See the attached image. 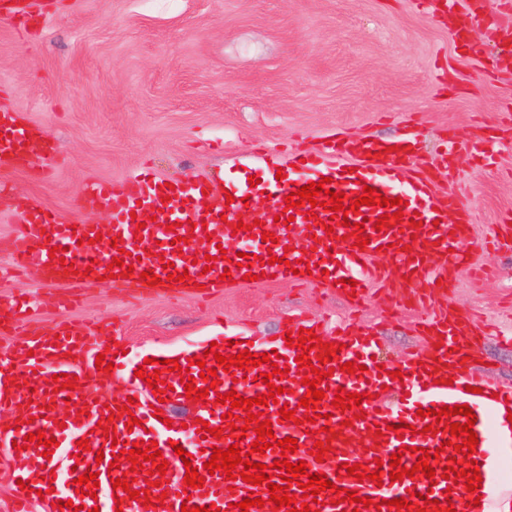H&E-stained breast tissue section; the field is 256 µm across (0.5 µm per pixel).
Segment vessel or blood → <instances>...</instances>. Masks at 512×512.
<instances>
[{
	"label": "vessel or blood",
	"instance_id": "1",
	"mask_svg": "<svg viewBox=\"0 0 512 512\" xmlns=\"http://www.w3.org/2000/svg\"><path fill=\"white\" fill-rule=\"evenodd\" d=\"M435 11L445 13L453 27L456 44L468 47L469 28L482 16L480 0H433ZM0 133L5 142L0 143V168L19 162L26 154L25 140L35 130L27 124H18L12 110L0 107ZM467 153L477 167H485L489 157L483 145L474 142L460 143L447 138L445 159L454 162L458 153ZM302 160L289 168L286 178H277L275 171L244 168L238 176L228 179L223 189H216L202 180H186L166 187L162 178L149 172L139 173L122 182L98 181L88 186L86 199L94 202L109 215L108 222H83L77 225L64 221L58 213L49 212L38 200L30 201L19 217L20 231L0 249L10 253L17 269L36 267L44 282H62L72 289L81 287L87 277H100L115 272L112 284L128 285L139 279L140 273L153 270L157 277L189 273L192 282L202 284L205 291H223L227 282L223 272H231L232 279L242 280L248 273L266 274L295 283L314 280L335 285L336 292L344 298L364 297L374 284L388 281L390 268H397L409 281L419 283L413 294L415 305L429 308L430 314L420 322L426 345L420 352L411 354L401 367L402 379L396 380L380 370L374 359L380 338L377 331L361 328L345 321L332 333L321 330L318 322L299 316L289 317L285 328L298 332L306 328L327 342L342 343L341 351L333 353L330 365L333 372L325 378L321 388L324 399L318 402L317 426L321 431L310 434L299 422L307 410L300 406L306 395L303 386L304 372L296 362L301 351L288 346L279 336H240L231 333L220 337L221 355H236L242 351L255 354L277 351L281 363L287 364L288 374L280 379L283 394L277 403L263 407L264 418L270 419L276 438L291 437L297 441V450L290 463L306 461L308 473H325L336 488L359 491L371 498L372 504L357 508L350 501L335 502L334 490L318 494L320 512H397L390 507V500L409 497L410 493L431 494L433 499L451 500L453 506H464L465 512H499L501 499L512 500V482L505 480L502 470L505 462L512 461V423L501 424L499 412L512 410V387L490 382L478 368L465 360L466 341L475 326L472 316L454 312L447 301L446 282L455 273L471 264L467 247L471 239L473 215L462 197L455 191L447 194L434 192L426 177L412 175L410 157L404 152L381 153L379 143L372 140L328 135L315 150L301 153ZM257 176L258 190L270 194L271 199L263 208L246 210L242 183L250 176ZM330 178V190L344 192L347 199L360 197L364 187H372L389 198H401L405 203L400 223L374 230L373 224L385 214L382 206H360L358 211L342 215L329 213L323 207L303 204L292 210L285 203L286 196L295 187ZM211 199L212 210H205L204 199ZM159 210L158 222L147 221L151 210ZM314 211V218H307V211ZM250 213L259 224L252 230H238L241 214ZM289 220L290 227L280 230L279 220ZM418 220V227H411V220ZM335 223L334 236H327L326 223ZM363 223L370 241L365 248H358L355 238L349 237L351 223ZM277 233L279 243L267 246L262 241L263 232ZM104 240L120 237L122 248H109L100 252L95 248V236ZM64 248L63 259L51 257V247ZM259 256L275 255L274 265L253 264L252 267L229 266V259L237 253ZM214 256L212 269L200 263L201 255ZM122 256L121 266H112L114 256ZM389 261L388 267L374 264L375 256ZM171 261V268H163V261ZM301 261L304 271L293 274L291 262ZM33 313L30 301L23 294H16L10 301L0 304V317L8 316L14 326H24ZM105 354L112 362L113 378L122 380L125 391L119 398L106 392L103 373L98 372L95 361L98 354ZM8 363L0 365V413L10 416L12 422L0 428V444L10 447L11 480H23L24 489L16 490L13 512H32L37 490L47 491L48 503L62 498L72 500L74 506H85L87 512H142L139 501L130 499L127 492H114L113 481L123 475L122 470L110 468L107 458L112 455L113 441L156 442L169 466L166 481L161 486L148 485L150 469L156 461H149L147 469L137 470L135 490H147L150 498L164 496L165 502L153 506L151 512H181L183 502L192 506H216L220 512H238L236 505L249 496L265 498L264 507H250L249 512H289L288 508L274 510L268 498L267 485H249L243 480L228 484L222 471L206 476L203 487L186 488L183 479L187 467L202 468L208 462L210 447L227 448L234 443L228 435L202 437V423L210 427L245 424L244 410H237L235 419L225 417V406L216 402L188 403L179 371L163 372L162 380L170 387L169 398L176 404H190L192 413L186 424L169 425L155 416L153 406L158 396L145 381L138 378V369L153 373V365L145 364L143 357L122 353L113 344L108 329H88L78 323H61L54 328L26 332L8 353ZM349 361L365 365L362 374L342 371ZM181 369H189L194 376L196 389L206 388L200 379L202 367L215 369L219 383L218 393L237 391L238 395L252 398L265 393L267 386L261 382L262 374L271 372L270 363L246 369L222 372L214 358H207L204 366H192L181 361ZM66 373L77 376L75 389L55 388L52 377ZM344 387L348 393H368L362 401L365 416L357 420L352 410L338 412L333 406L335 390ZM397 392L396 404L384 401V391ZM295 410L298 419H283L280 404ZM468 405L475 414L473 430L478 445L473 456L457 454L451 445L450 424L465 423L462 415L449 416L447 424L434 422L432 417H418L421 409H439L442 406ZM66 406L67 417H59L57 406ZM130 406L138 420L133 429H126L124 420L115 423V435H106L101 425L118 406ZM407 423L416 427V434L396 436L393 425ZM40 431L46 437L56 438L55 456L65 466L71 467L73 477L89 471L97 474L99 486L95 496L76 493L62 494L51 490L43 477L46 463L40 449L31 447L13 450L12 441L22 440L27 434ZM88 440L89 451H80L78 440ZM330 440L332 449L323 461H316L311 450L316 441ZM182 445L190 456V463H183L176 456L175 445ZM439 449L434 461V479L417 473L413 477L391 481L389 473L391 454L401 453V463L413 467L418 461L420 448ZM104 452V461H97V452ZM468 464L476 460L482 485L477 493H468L464 485H451L445 480V467L451 460ZM358 463L367 470H380L382 482L368 479L358 481L339 475L343 463ZM479 497L478 506H471L472 497Z\"/></svg>",
	"mask_w": 512,
	"mask_h": 512
}]
</instances>
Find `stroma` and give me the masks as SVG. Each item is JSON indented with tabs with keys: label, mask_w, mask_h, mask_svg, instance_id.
Masks as SVG:
<instances>
[{
	"label": "stroma",
	"mask_w": 512,
	"mask_h": 512,
	"mask_svg": "<svg viewBox=\"0 0 512 512\" xmlns=\"http://www.w3.org/2000/svg\"><path fill=\"white\" fill-rule=\"evenodd\" d=\"M512 0H488L472 31L473 53L419 0H41L27 22L0 11V102L56 147L19 167L0 168V240L16 235L29 199L62 216L104 222L82 188L150 168L164 179L222 186L262 141L296 150L328 134L417 136L414 169L434 190L461 191L474 216V263L488 280L459 271L452 300L462 311L512 329V246L482 242L512 215V71L488 73L486 57L512 28L499 26ZM482 141L494 165L469 156L442 161L446 135ZM27 292L37 327L111 323L133 348L184 350L225 328L277 335L285 319L356 315L382 338L379 360L399 364L424 344L409 286L381 288L354 306L311 282L234 285L193 293L117 291L89 281L71 307L66 286L35 270L0 277V302ZM475 364L512 386V348L480 336Z\"/></svg>",
	"instance_id": "obj_1"
}]
</instances>
